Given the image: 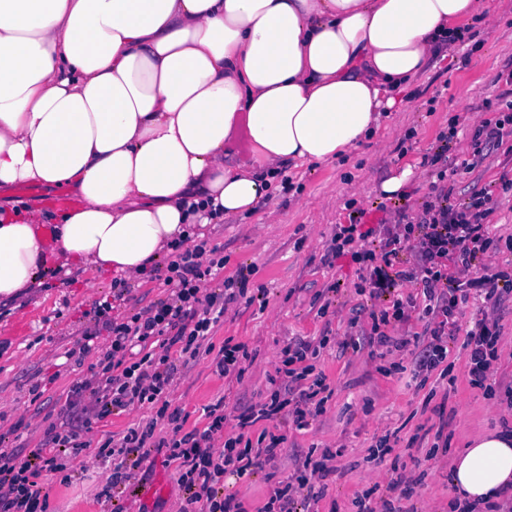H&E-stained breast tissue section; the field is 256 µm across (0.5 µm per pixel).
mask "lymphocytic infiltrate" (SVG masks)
<instances>
[{
  "mask_svg": "<svg viewBox=\"0 0 512 512\" xmlns=\"http://www.w3.org/2000/svg\"><path fill=\"white\" fill-rule=\"evenodd\" d=\"M449 151V144H441L431 159L439 167L438 182L431 187L433 200L406 222L385 229L381 252L354 250L360 232L355 224L340 227L329 245L331 253L351 255L361 264L371 296H382L407 283L418 286L424 298L423 332L408 331L410 311L396 298L391 308L372 313L370 330L345 336L341 346L355 351L374 344L395 351L410 349L418 368L431 371L447 359L449 343L458 340L466 352L470 385L489 392L493 389L490 376L499 358L498 325L481 318L464 331L455 314L473 295L481 297L487 308L497 309L504 291L512 289V268L492 270L478 265V257L493 244L483 221L494 210L496 198L493 190L484 187L469 202L452 204L459 167L451 161ZM176 251L168 275L162 278L170 289L168 299L119 321L109 315L110 302L99 303L98 317L110 344L96 351L89 342L80 343L78 355L96 353V372L93 381L72 388L65 420L46 428L38 448H0V512H47V478L74 473V459L90 449L112 466L110 512H125L121 503L125 490L132 479L150 475L157 451L163 455L164 466L173 467L186 494L179 512H237L232 498L224 494L225 479L251 476L276 457L280 441L275 437L252 454L237 450L232 439L225 441L222 451H215V437L224 430L223 414L209 409L207 426L187 432L180 411L170 410L166 402L178 372L172 352L196 358L212 326L223 317L226 304L235 296L246 295L250 276L249 271L240 270L236 278L225 281L224 292H206V283L224 268L223 255L203 241L177 245ZM407 251L416 258L411 270L403 267L402 255ZM389 326L401 327L402 335H387ZM316 355L310 343H288L277 369L282 392L273 393L260 408L240 415L241 424L272 419L287 411L301 428L306 426L309 412H322L316 397L327 385L324 376L314 373L312 360ZM309 377L314 385L307 388L303 382ZM133 405L167 418L169 435L155 438L154 426L149 423L129 428L120 440L105 438L96 448L83 440V432L93 422L104 421L113 411ZM325 468L324 461L314 462L309 475L297 486L273 488L261 512H295L297 497L315 498L313 477Z\"/></svg>",
  "mask_w": 512,
  "mask_h": 512,
  "instance_id": "1",
  "label": "lymphocytic infiltrate"
}]
</instances>
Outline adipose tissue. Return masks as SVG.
<instances>
[{"mask_svg":"<svg viewBox=\"0 0 512 512\" xmlns=\"http://www.w3.org/2000/svg\"><path fill=\"white\" fill-rule=\"evenodd\" d=\"M485 0H0V186L71 192L63 265L136 278L289 165L345 158ZM243 133L251 157L229 145ZM35 215L0 208V298L47 269ZM459 504L512 485V432L452 462Z\"/></svg>","mask_w":512,"mask_h":512,"instance_id":"adipose-tissue-1","label":"adipose tissue"}]
</instances>
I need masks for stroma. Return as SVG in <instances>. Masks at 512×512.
<instances>
[{
  "label": "stroma",
  "instance_id": "stroma-1",
  "mask_svg": "<svg viewBox=\"0 0 512 512\" xmlns=\"http://www.w3.org/2000/svg\"><path fill=\"white\" fill-rule=\"evenodd\" d=\"M494 25L473 22L470 38L458 42L453 59H439L411 84L400 108L388 110L382 139L368 141L350 156L330 165L290 168L291 182L247 216L225 218L203 227L205 241L224 256L222 279L209 291L222 292L223 278L242 267L252 268L248 294L229 303L214 326V349L224 342L245 346L248 357L242 377H219L212 352L191 359L172 385L170 409L186 415L185 430L204 428L205 409L224 404V438L279 436L277 458L249 478L224 484L243 512H259L272 487L296 483L306 459L327 458L325 494L297 512H359L357 502H379L374 483L387 482L393 471L421 479L409 497L394 499L402 512H452L448 483L451 461L476 436L512 427V409L484 395L468 382L466 355L460 344L449 347L448 361L456 377L448 384L438 373L419 374L413 355L373 346L342 349L352 326L369 329L371 311L387 305L361 292L362 273L350 256H335L328 246L337 225L356 213L376 215L378 223H395L398 213L414 214L431 200L432 169L424 165L433 154L449 118H457L454 145L457 160L473 155V133L481 119L504 111L512 102V0H488ZM413 174L403 195L385 197L383 182L404 168ZM492 186L497 207L485 224L497 250L483 264L512 263V137L486 151L482 163L463 172L455 183L454 203L467 202L473 192ZM34 197H21L16 187L0 186V205L19 212L37 211L53 225L57 190L38 186ZM115 274L104 276L56 267L41 276L28 295L0 303V447H36L50 423L66 414L72 386L91 378L90 364L67 362L66 352L94 321L95 300L111 296ZM124 295L113 302L112 316L121 319L159 298L167 290L143 275L125 280ZM500 328L499 355L493 380L498 391L512 389V292L504 293L498 310L489 312ZM327 346H320V339ZM319 345L316 372L332 390L322 413L305 428L292 418L260 420L240 427L237 416L267 402L274 389L282 349L294 341ZM154 422L155 437L167 436V420H154L152 410L133 407L94 424L89 437L103 433L121 438L128 428ZM448 439L447 453L430 456L436 435ZM389 436L392 450L382 454L379 440ZM77 479L50 478L48 512H106L104 494L112 470L94 454L80 455ZM148 496L135 488L124 494L126 512H177L184 491L173 469L156 465L146 482Z\"/></svg>",
  "mask_w": 512,
  "mask_h": 512
}]
</instances>
